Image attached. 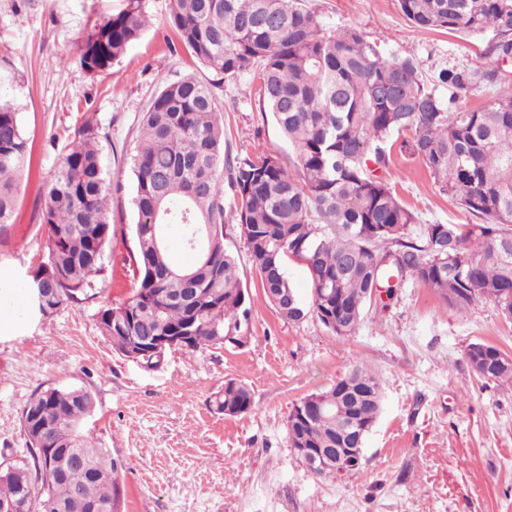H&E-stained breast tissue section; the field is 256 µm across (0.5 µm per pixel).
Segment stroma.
Listing matches in <instances>:
<instances>
[{
    "mask_svg": "<svg viewBox=\"0 0 512 512\" xmlns=\"http://www.w3.org/2000/svg\"><path fill=\"white\" fill-rule=\"evenodd\" d=\"M308 4L327 29H359L386 53L412 58L441 100L475 109L512 87V58L490 54L492 33L415 28L395 0ZM168 5L145 0L150 23L140 40L110 71L93 76L81 68L76 42L122 0H0V98L14 104L33 147L13 222L0 231V461L26 456L20 417L34 394L83 386L97 401L86 428L121 465L122 512H512V382L478 378L464 357L478 341L512 357V321L492 303L461 314L408 277L388 305L366 307L351 337L336 336L312 315L286 322L267 301L231 221L224 244L251 299L245 346L174 349L150 367L101 335L99 310L131 291L126 272L137 213L130 157L141 114L165 81L215 78L167 24ZM444 69L475 80L453 91L437 80ZM489 69L500 82L483 80ZM257 88L247 73L217 89L224 151L291 162L294 149L264 112ZM87 122L103 136L112 179L108 284L97 297L43 317L11 301L46 252L37 220L41 187ZM387 179L420 223L476 221L418 159L393 152ZM357 365L377 375L383 393L360 469L345 479L313 477L289 444L288 415ZM229 380L249 388L247 413L227 417L214 406Z\"/></svg>",
    "mask_w": 512,
    "mask_h": 512,
    "instance_id": "stroma-1",
    "label": "stroma"
}]
</instances>
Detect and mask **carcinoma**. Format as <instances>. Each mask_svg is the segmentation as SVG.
I'll list each match as a JSON object with an SVG mask.
<instances>
[{
	"instance_id": "cac0c4a2",
	"label": "carcinoma",
	"mask_w": 512,
	"mask_h": 512,
	"mask_svg": "<svg viewBox=\"0 0 512 512\" xmlns=\"http://www.w3.org/2000/svg\"><path fill=\"white\" fill-rule=\"evenodd\" d=\"M412 26L467 35L495 32L492 51L512 57V0H397ZM168 20L181 43L215 75L251 72L263 111L294 147L284 165L273 154L224 162V123L213 88L184 76L164 84L143 113L130 157L135 179L136 254L132 293L98 312L103 336L117 349L122 332L108 315H132L128 335L146 339L187 330L195 352L224 345L250 321L247 289L224 229L235 219L266 297L278 295L287 322L308 313L339 337L355 334L365 306L392 299L403 278L429 288L463 313L480 302L512 320V92L481 108L458 111L422 81L410 58L385 55L356 28L328 32L307 0H169ZM148 24L144 0H125L80 40L81 67L112 68ZM439 80L464 88L468 78L444 69ZM420 159L440 191L483 224H418L386 180L393 137ZM99 128L75 130L40 196L38 219L47 257L23 284L30 309L47 316L86 300L106 283L112 242L109 181ZM31 164V147L15 107L0 100V229L12 223ZM231 189L224 199V184ZM183 227L192 262L171 258L167 229ZM448 240V254L438 251ZM308 256L312 288L305 309L286 264ZM343 326L342 332L338 326ZM481 379L512 382L505 354L473 342L464 353ZM320 409L294 422L311 448H334L340 430L366 436L382 406L376 375L356 366L328 391L305 396ZM252 404L247 387L229 381L219 408ZM96 409L84 387L48 388L31 397L21 426L44 442L0 472V503L20 498L33 512H116L118 464L84 431Z\"/></svg>"
}]
</instances>
